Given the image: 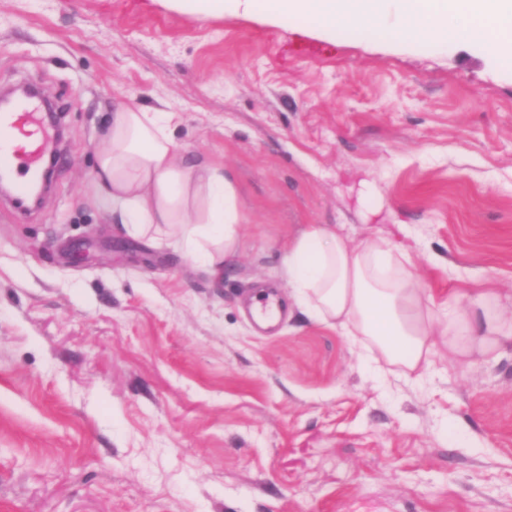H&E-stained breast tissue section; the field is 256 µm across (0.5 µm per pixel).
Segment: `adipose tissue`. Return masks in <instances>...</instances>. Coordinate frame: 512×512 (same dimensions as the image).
Here are the masks:
<instances>
[{
  "label": "adipose tissue",
  "instance_id": "1",
  "mask_svg": "<svg viewBox=\"0 0 512 512\" xmlns=\"http://www.w3.org/2000/svg\"><path fill=\"white\" fill-rule=\"evenodd\" d=\"M174 115L127 100L112 109L95 170L98 202L134 238H164L220 275L249 218L234 173L178 146ZM407 255L382 237L354 246L325 224H309L285 245L293 297L320 322L359 337L374 362L409 376L430 363L429 338L444 337L455 357L512 340L490 293L467 313L439 316L409 270Z\"/></svg>",
  "mask_w": 512,
  "mask_h": 512
}]
</instances>
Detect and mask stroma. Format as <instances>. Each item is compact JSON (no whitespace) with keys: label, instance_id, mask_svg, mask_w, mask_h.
Listing matches in <instances>:
<instances>
[{"label":"stroma","instance_id":"35a3bbf8","mask_svg":"<svg viewBox=\"0 0 512 512\" xmlns=\"http://www.w3.org/2000/svg\"><path fill=\"white\" fill-rule=\"evenodd\" d=\"M23 83L66 135L32 215L0 198V512H512V343L459 361L434 336L424 376L385 379L282 278L286 240L333 224L405 250L436 310L492 289L512 315V60L177 0H0V90ZM129 93L233 170L250 222L222 277L93 202ZM257 288L287 301L268 335Z\"/></svg>","mask_w":512,"mask_h":512}]
</instances>
